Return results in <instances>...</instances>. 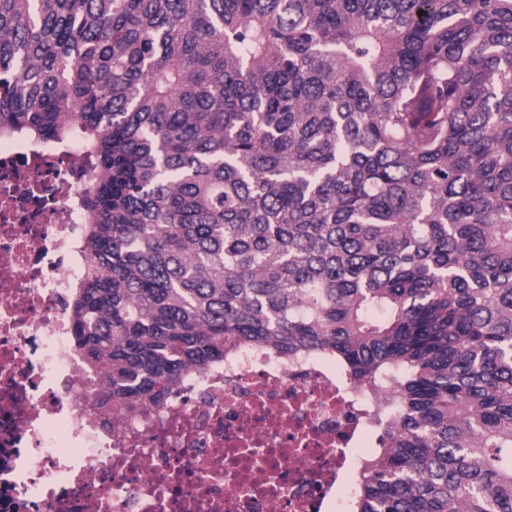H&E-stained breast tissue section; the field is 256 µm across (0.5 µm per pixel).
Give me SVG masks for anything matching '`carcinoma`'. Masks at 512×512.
<instances>
[{
  "instance_id": "carcinoma-1",
  "label": "carcinoma",
  "mask_w": 512,
  "mask_h": 512,
  "mask_svg": "<svg viewBox=\"0 0 512 512\" xmlns=\"http://www.w3.org/2000/svg\"><path fill=\"white\" fill-rule=\"evenodd\" d=\"M0 131L89 158L96 401L329 351L399 374L351 512H512V0H0Z\"/></svg>"
}]
</instances>
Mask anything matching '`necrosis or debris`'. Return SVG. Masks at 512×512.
<instances>
[{
	"label": "necrosis or debris",
	"instance_id": "4bbe7bcc",
	"mask_svg": "<svg viewBox=\"0 0 512 512\" xmlns=\"http://www.w3.org/2000/svg\"><path fill=\"white\" fill-rule=\"evenodd\" d=\"M79 138H0V512H349L398 382L245 345L113 418L72 344L88 188Z\"/></svg>",
	"mask_w": 512,
	"mask_h": 512
}]
</instances>
